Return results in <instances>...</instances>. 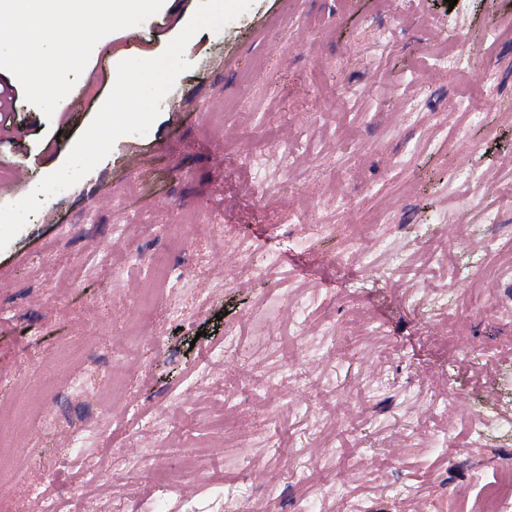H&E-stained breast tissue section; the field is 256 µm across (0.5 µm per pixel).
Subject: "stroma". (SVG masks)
<instances>
[{
  "instance_id": "stroma-1",
  "label": "stroma",
  "mask_w": 512,
  "mask_h": 512,
  "mask_svg": "<svg viewBox=\"0 0 512 512\" xmlns=\"http://www.w3.org/2000/svg\"><path fill=\"white\" fill-rule=\"evenodd\" d=\"M200 2L166 0L100 39L72 89L78 102L61 100L52 117L0 72L15 96L0 168L28 171L0 205L63 165L118 63L159 56ZM448 17L474 44L459 63L466 86L434 65ZM510 20L512 0H252L222 30L197 32L149 131L118 138L0 251V377L48 414L41 455L67 452L53 483L28 464L8 512H37L46 493L65 512H461L481 496L473 473L488 483L512 473V280L488 274L512 252V209L491 227L455 205L465 194L491 203L488 187L512 172V38L488 36ZM470 93L487 100L481 121L457 109ZM280 143L293 147L288 187ZM466 170L482 182L467 184ZM375 215L407 258L379 280L362 274L368 244L352 233ZM245 240L257 276L214 265ZM107 243L108 260L85 272ZM158 249L181 315L158 308L160 343L143 346L132 341L136 304ZM284 251L293 263L264 274L267 255ZM296 296L300 338L285 306ZM259 328L276 348L256 347ZM230 332L240 345L227 355ZM116 349L127 370L112 367ZM285 354L295 377L279 410L256 380ZM76 367L90 389L119 385L112 451L72 446L96 423L90 403L71 391L54 399L38 380ZM228 375L251 381L230 402ZM165 414L182 420L166 458L128 467L120 449L152 447L146 421ZM180 471L185 487L162 490Z\"/></svg>"
}]
</instances>
